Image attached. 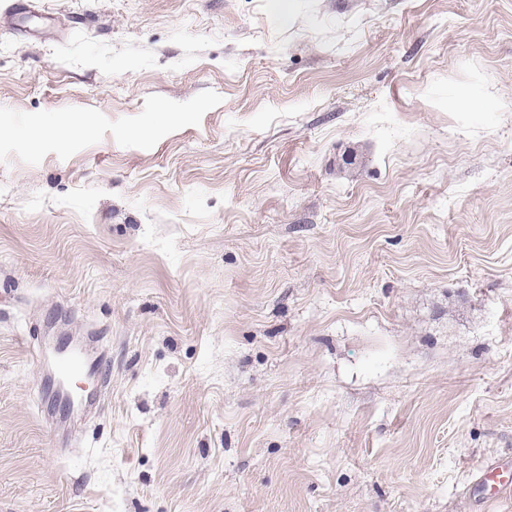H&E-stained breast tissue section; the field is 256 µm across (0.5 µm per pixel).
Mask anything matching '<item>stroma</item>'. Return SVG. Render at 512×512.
Listing matches in <instances>:
<instances>
[{"label": "stroma", "mask_w": 512, "mask_h": 512, "mask_svg": "<svg viewBox=\"0 0 512 512\" xmlns=\"http://www.w3.org/2000/svg\"><path fill=\"white\" fill-rule=\"evenodd\" d=\"M13 3L0 512H512V0ZM89 358L80 353H71L67 356H63L59 362V376L65 384V388L61 394L65 402L70 403V391L66 381L68 376L75 374H81L85 371ZM483 481L491 483L495 496H504L512 491V470L509 471L508 463H493L486 467L482 473Z\"/></svg>", "instance_id": "35a3bbf8"}]
</instances>
